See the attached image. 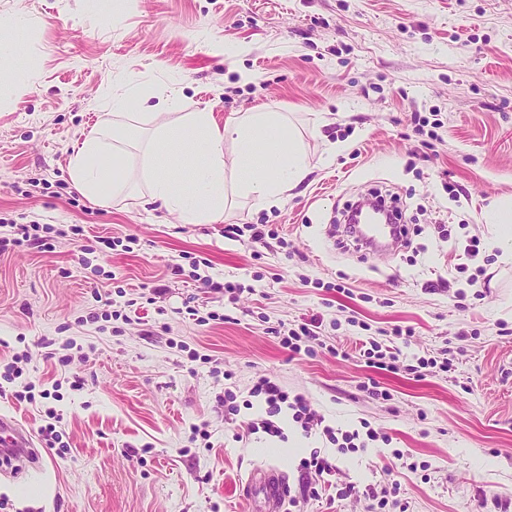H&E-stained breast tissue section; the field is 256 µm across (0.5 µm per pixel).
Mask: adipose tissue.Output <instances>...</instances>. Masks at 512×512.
<instances>
[{
    "mask_svg": "<svg viewBox=\"0 0 512 512\" xmlns=\"http://www.w3.org/2000/svg\"><path fill=\"white\" fill-rule=\"evenodd\" d=\"M155 102L157 108L179 105L178 95L151 99L143 90L114 99L111 125L89 135L70 160V177L89 200L98 202L122 192L129 153L137 145L140 177L150 202L177 214L185 224H216L228 207L244 200L255 210L281 202L313 170L299 128L270 108L236 112L217 124L211 113L188 112L176 123H161L148 137L134 141L135 128L121 111L128 103ZM484 246L512 261V197L493 201L483 211Z\"/></svg>",
    "mask_w": 512,
    "mask_h": 512,
    "instance_id": "ef3b65f1",
    "label": "adipose tissue"
}]
</instances>
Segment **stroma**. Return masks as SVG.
I'll list each match as a JSON object with an SVG mask.
<instances>
[{"instance_id": "obj_1", "label": "stroma", "mask_w": 512, "mask_h": 512, "mask_svg": "<svg viewBox=\"0 0 512 512\" xmlns=\"http://www.w3.org/2000/svg\"><path fill=\"white\" fill-rule=\"evenodd\" d=\"M1 41L16 50L0 52V219L80 224L114 247L55 235L52 250L0 255V415L38 453L0 464V512H248L242 488L260 466L287 471L290 512H371L367 490L395 481L386 512H512V264L465 252L487 233L488 200L512 195V0H114L103 19L85 0H0ZM134 86L178 89L182 111L219 123L274 106L312 156L344 148L280 205L239 203L217 224L179 223L137 195L98 204L74 186L70 158ZM419 115L438 118L436 137L414 133ZM378 185L414 230L392 256L329 234ZM228 224L279 236L228 239ZM314 316L311 353L281 345L278 329ZM396 327L414 331L403 369L367 366L356 342L389 345ZM23 352L22 379L8 380ZM420 357L448 368L415 378ZM262 376L326 425L379 440L338 453L288 409L280 445L249 432L266 415L250 395ZM26 380L60 384L65 454L41 433L43 404L14 399ZM195 425L209 439L191 440ZM314 452L337 467L316 500L301 466ZM349 484L356 494L338 496Z\"/></svg>"}]
</instances>
